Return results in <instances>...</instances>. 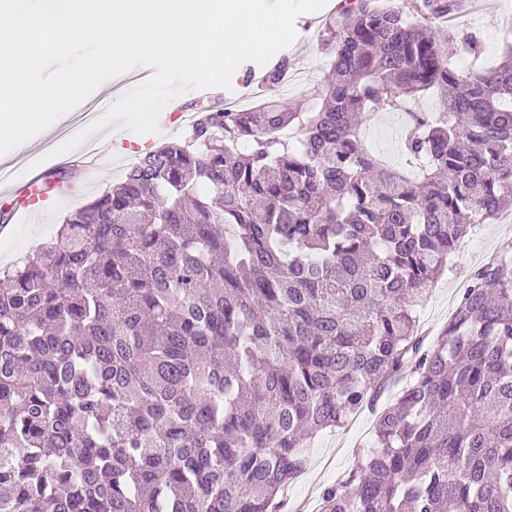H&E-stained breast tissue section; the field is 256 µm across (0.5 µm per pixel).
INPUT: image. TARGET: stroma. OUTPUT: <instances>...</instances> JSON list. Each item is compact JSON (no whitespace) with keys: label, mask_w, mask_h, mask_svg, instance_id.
I'll return each instance as SVG.
<instances>
[{"label":"stroma","mask_w":512,"mask_h":512,"mask_svg":"<svg viewBox=\"0 0 512 512\" xmlns=\"http://www.w3.org/2000/svg\"><path fill=\"white\" fill-rule=\"evenodd\" d=\"M339 15L338 6L332 5L318 12L297 16L295 24L299 36L285 49L293 68L305 70L306 82L288 91L269 89L268 94L282 106L294 111L305 110L315 94L322 92L330 70V56L323 40L326 27ZM457 42L448 46V62L451 66L468 69L475 66L486 68L493 65L504 53L507 38H512V0H481L479 6L460 10L454 23ZM473 34L482 42L483 53L473 59L462 55L459 39ZM398 118L388 112H378L368 117L361 133L367 147L387 156H396ZM62 124H52L46 132L35 136L31 145L17 148L0 155V166L10 165L17 170L35 166L43 184H51L59 172L49 154L62 145ZM185 127L174 124L169 129L150 134H138L127 129L96 133L95 142L110 141L108 154L114 164L88 189H81V175H74L63 188L73 191L72 199L60 202L42 221L16 224L8 242L0 241V269L31 252L40 243L55 236L65 216L111 188L123 175L120 160L143 148H155L184 138ZM512 247V223L501 220L478 226L467 235L460 250L454 256L447 273L442 275L418 312V325L423 336L435 340L453 315L459 294L466 288L474 274L489 258L504 247ZM376 416L363 411L344 426L319 433L313 440L306 470L302 477L290 485L284 494L281 512L303 508L304 512H317L319 496L323 488L345 479L355 467L359 456L372 446Z\"/></svg>","instance_id":"stroma-1"}]
</instances>
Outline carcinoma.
Segmentation results:
<instances>
[{
	"label": "carcinoma",
	"instance_id": "carcinoma-1",
	"mask_svg": "<svg viewBox=\"0 0 512 512\" xmlns=\"http://www.w3.org/2000/svg\"><path fill=\"white\" fill-rule=\"evenodd\" d=\"M462 7L351 0L310 111H202L0 274V512H273L403 375L320 512H512V250L417 324L512 198V53L450 67ZM379 111L418 175L365 146ZM512 247V223L500 219L478 226L467 235L452 259L448 273L434 285L430 297L418 312V325L426 343L432 344L455 312L459 294L474 272L504 247Z\"/></svg>",
	"mask_w": 512,
	"mask_h": 512
}]
</instances>
